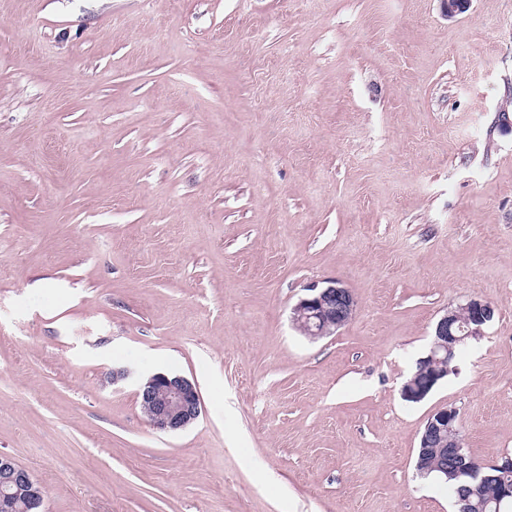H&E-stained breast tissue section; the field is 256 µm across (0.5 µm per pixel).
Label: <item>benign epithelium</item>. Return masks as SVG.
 I'll list each match as a JSON object with an SVG mask.
<instances>
[{
  "instance_id": "7a95c632",
  "label": "benign epithelium",
  "mask_w": 512,
  "mask_h": 512,
  "mask_svg": "<svg viewBox=\"0 0 512 512\" xmlns=\"http://www.w3.org/2000/svg\"><path fill=\"white\" fill-rule=\"evenodd\" d=\"M308 291L309 294L293 306L292 323L310 338L334 334L356 311V298L339 282L332 281L322 288L313 285ZM494 316V307L476 298L446 310L435 325L428 354L419 360L416 373L402 386L401 396L414 403L424 400L453 371L450 364L459 349L469 340L483 335ZM138 399L149 424L161 432L181 431L201 413L196 385L181 375L156 373L147 377L139 385ZM419 448L416 470L422 476L431 472L424 460L427 455L440 461L435 473L439 480L448 476L450 460L476 478L485 468L466 456L459 411L454 407L439 408L428 417ZM16 494L23 495L27 512H44L42 486L32 472L13 458L0 455V512H12Z\"/></svg>"
}]
</instances>
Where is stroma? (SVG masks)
<instances>
[{
    "label": "stroma",
    "mask_w": 512,
    "mask_h": 512,
    "mask_svg": "<svg viewBox=\"0 0 512 512\" xmlns=\"http://www.w3.org/2000/svg\"><path fill=\"white\" fill-rule=\"evenodd\" d=\"M331 280L357 310L303 336ZM445 406L512 454V0H0V454L46 512H454L414 469ZM311 292L292 308L294 327L310 338L330 336L354 315L357 300L341 283L332 281L322 288L311 286ZM494 316V307L476 298L447 309L435 325L428 354L419 360L416 373L402 386L401 396L414 403L424 400L453 371L450 364L459 349L469 340L483 336ZM137 395L147 421L161 432L181 431L201 413L196 385L181 375L153 374L141 381Z\"/></svg>",
    "instance_id": "stroma-1"
}]
</instances>
